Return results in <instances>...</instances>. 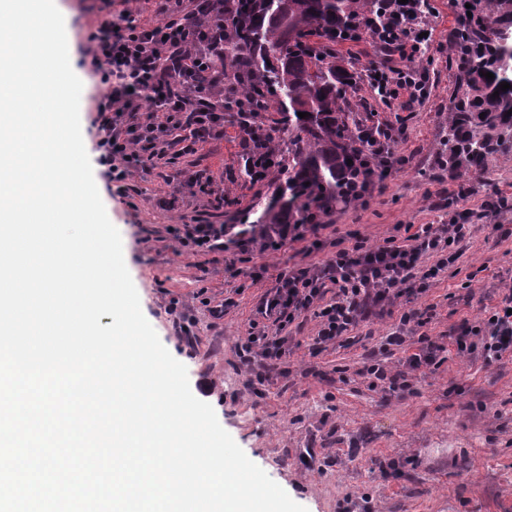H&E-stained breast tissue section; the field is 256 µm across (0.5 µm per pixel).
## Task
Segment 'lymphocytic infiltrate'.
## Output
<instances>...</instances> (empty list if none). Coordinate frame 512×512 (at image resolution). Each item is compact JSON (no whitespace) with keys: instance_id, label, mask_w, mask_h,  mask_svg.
Masks as SVG:
<instances>
[{"instance_id":"lymphocytic-infiltrate-1","label":"lymphocytic infiltrate","mask_w":512,"mask_h":512,"mask_svg":"<svg viewBox=\"0 0 512 512\" xmlns=\"http://www.w3.org/2000/svg\"><path fill=\"white\" fill-rule=\"evenodd\" d=\"M155 22L141 21L129 5L110 10L109 21L88 14L83 39L85 63L96 77L101 94L96 101L98 163L114 191L134 199L133 184L141 168L165 172L166 195L160 209L171 208L183 195L199 199L216 193L212 175L188 173L182 158L195 155L233 128L247 156L263 154L276 160L278 151L261 129L250 105L232 118L224 116V0H153ZM384 21L368 17L337 42L372 46L376 57L361 79L383 102L405 98L407 109L430 96L425 57L432 43L431 25L436 9L431 0H382ZM403 125L374 124L370 146L376 170L347 176L339 203H364L374 190L408 164L396 156L404 136ZM329 225L268 224L251 231L246 225L212 224L196 220L172 232L179 245L193 255L223 252L234 244L240 254L278 251L301 243L303 263L286 265L263 297L246 336L238 338L235 352L246 376L266 379L287 375L288 328L304 314H312L318 329L316 352L326 351L374 317L398 315L396 331L386 347L399 354L400 368L386 370L365 363L363 371L389 392L411 388L412 373L435 370L447 345L457 354H477L486 362L512 357V288L498 296L494 307L477 321L462 320L450 343L425 331L435 316L433 306L419 305L427 280L439 277L464 255L475 234L471 224L404 225L403 238L382 243L351 236L335 241L334 252L321 256L322 236Z\"/></svg>"}]
</instances>
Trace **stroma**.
Instances as JSON below:
<instances>
[{
  "instance_id": "stroma-1",
  "label": "stroma",
  "mask_w": 512,
  "mask_h": 512,
  "mask_svg": "<svg viewBox=\"0 0 512 512\" xmlns=\"http://www.w3.org/2000/svg\"><path fill=\"white\" fill-rule=\"evenodd\" d=\"M64 16L71 66L83 83L80 122L84 145L93 159L94 180L107 215L125 244L124 260L140 297L142 312L162 344L188 370L192 393L212 405L221 426L307 512H336L351 497L354 512H512V360L485 363L447 352L434 372L413 376V391L397 396L372 386L360 369L375 355L388 369L396 357L383 349L392 320H372L354 332L353 344L309 353L317 331L313 317L299 318L288 330L294 347L287 377L248 385L234 354L260 299L272 282L262 267L302 262L295 244L275 253L253 252L242 276L224 268L234 258L218 259L178 252L173 241L159 242L165 225L200 218L215 224L239 223L250 207L268 202L273 180L252 182L244 171L242 148L233 136L207 144L194 158L196 169L213 174L217 188L234 197L216 211L193 198L173 209L156 208L165 189L158 170L138 172L142 188L134 205L114 197L96 159V83L84 64L81 33L89 0H55ZM432 90L416 111L398 102L383 104L370 88L354 82L346 93L350 110L366 123L405 121L397 154L408 164L374 194L366 206L336 211L330 220L337 236L357 232L380 242L399 224H437L436 195L465 183L472 190L459 221L476 227V239L459 269L430 284L421 302L436 308L426 326L432 336L449 333L462 320L481 316L503 288L512 286V238L490 236L492 224H511L512 213L495 207L498 194L512 196V153L492 155L467 172L441 170L448 150V108L462 98L466 84L449 68L452 52L430 49ZM178 297L195 322L196 340L187 345L175 335L165 306ZM232 299L224 318H213L208 304Z\"/></svg>"
}]
</instances>
